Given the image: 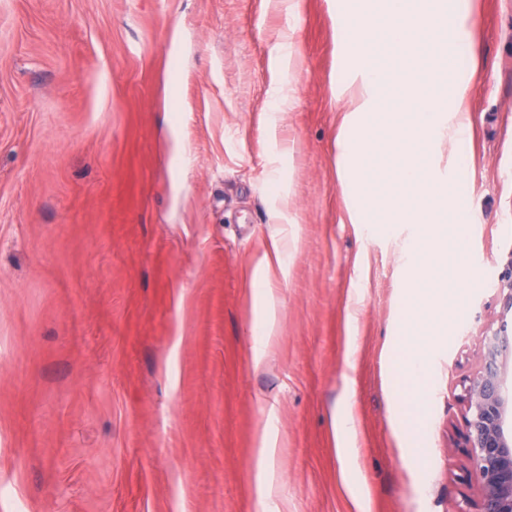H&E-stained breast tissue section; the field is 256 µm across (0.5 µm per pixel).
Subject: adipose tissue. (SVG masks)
Instances as JSON below:
<instances>
[{
    "mask_svg": "<svg viewBox=\"0 0 512 512\" xmlns=\"http://www.w3.org/2000/svg\"><path fill=\"white\" fill-rule=\"evenodd\" d=\"M477 8V0L455 8L447 0H351L337 28L340 41L356 51L354 73L338 98L361 131L338 143L355 221L417 227L402 338L411 382L424 378L444 320L472 285L462 263L469 225L431 157L438 141L465 139L470 129L471 82L448 80L446 60L449 48L461 46L479 70ZM384 44L400 51L401 64L389 74L379 60Z\"/></svg>",
    "mask_w": 512,
    "mask_h": 512,
    "instance_id": "obj_1",
    "label": "adipose tissue"
}]
</instances>
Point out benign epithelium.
I'll use <instances>...</instances> for the list:
<instances>
[{
  "label": "benign epithelium",
  "mask_w": 512,
  "mask_h": 512,
  "mask_svg": "<svg viewBox=\"0 0 512 512\" xmlns=\"http://www.w3.org/2000/svg\"><path fill=\"white\" fill-rule=\"evenodd\" d=\"M512 334L481 337L478 368L464 386L467 444L480 494L477 512H512V385L506 377Z\"/></svg>",
  "instance_id": "1"
}]
</instances>
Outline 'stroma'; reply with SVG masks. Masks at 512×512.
Returning a JSON list of instances; mask_svg holds the SVG:
<instances>
[{
	"mask_svg": "<svg viewBox=\"0 0 512 512\" xmlns=\"http://www.w3.org/2000/svg\"><path fill=\"white\" fill-rule=\"evenodd\" d=\"M347 3L0 0V512H475L463 384L512 326V0H480L472 138L433 156L484 272L412 430L413 227L351 223L338 175ZM267 285L268 281L266 280L258 281L256 283L258 293L265 299H268L269 302V313L263 325V335L256 337L252 347L254 361L258 364L267 357V338L271 335L275 324V317L273 313L274 304L271 299L270 289Z\"/></svg>",
	"mask_w": 512,
	"mask_h": 512,
	"instance_id": "35a3bbf8",
	"label": "stroma"
}]
</instances>
